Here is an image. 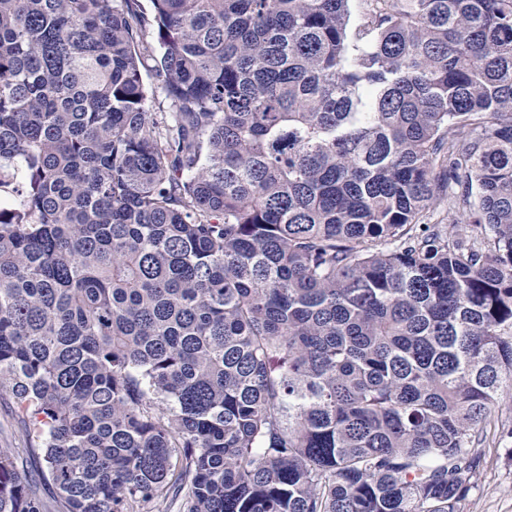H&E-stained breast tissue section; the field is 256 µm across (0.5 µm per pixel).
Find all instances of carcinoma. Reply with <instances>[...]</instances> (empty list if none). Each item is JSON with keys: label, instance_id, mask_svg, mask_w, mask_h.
Segmentation results:
<instances>
[{"label": "carcinoma", "instance_id": "carcinoma-1", "mask_svg": "<svg viewBox=\"0 0 512 512\" xmlns=\"http://www.w3.org/2000/svg\"><path fill=\"white\" fill-rule=\"evenodd\" d=\"M150 2L0 0V512H461L512 394V0ZM141 52L143 53L144 65L141 68V74L144 83L150 88L155 87L157 85V80L155 73L153 71L154 66V56L159 53V47L157 42L148 34L144 37L143 47H141ZM25 434L14 419L10 404L0 400V448H23Z\"/></svg>", "mask_w": 512, "mask_h": 512}]
</instances>
